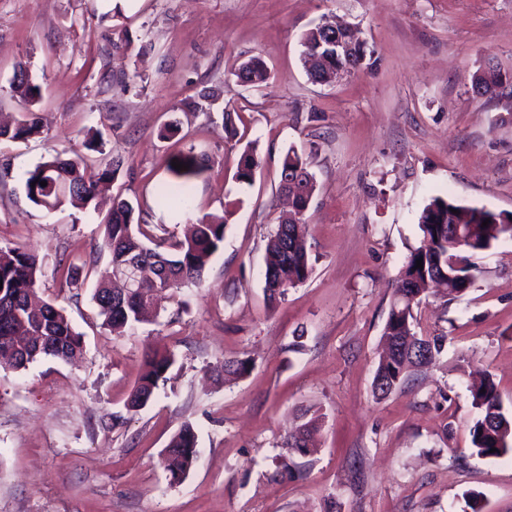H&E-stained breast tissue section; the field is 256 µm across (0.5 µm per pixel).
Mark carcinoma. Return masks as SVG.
<instances>
[{"instance_id":"carcinoma-1","label":"carcinoma","mask_w":512,"mask_h":512,"mask_svg":"<svg viewBox=\"0 0 512 512\" xmlns=\"http://www.w3.org/2000/svg\"><path fill=\"white\" fill-rule=\"evenodd\" d=\"M14 76V91L29 106H35L40 92L36 91L28 70L21 66ZM237 79L255 87L265 83L268 71L261 57L246 61ZM506 84L507 79L492 67L473 82L480 87V96H493ZM39 130L36 114L23 112L14 126L0 124V140H25ZM260 165L255 147H247L239 159L238 180L251 182ZM297 167L308 183L315 184L309 158L290 149L283 159L281 173ZM120 168V161L114 160L90 174L86 155L75 152L64 158L51 154L28 171L26 196L34 205L48 210L67 203L86 208L95 200L99 186L113 182ZM42 181L47 185H40ZM186 198V191L165 185L156 192L157 203L173 211L187 212ZM311 198L310 194L294 196L292 213L277 225L268 239L264 291L272 304L284 297L288 289L306 281L312 271L307 241L298 225ZM135 212L131 200L116 195L112 211L102 222L101 241L82 263L84 267L93 266L101 253L110 256L111 275L97 283L93 300L103 325L117 334L148 320L154 308L153 292L172 295L181 288L200 284L211 258L224 242L222 217L202 218L191 225L190 234L184 239L171 242L167 237L148 233L145 225L135 222ZM497 217L489 209L464 206L451 197H435L423 209L419 218L421 239L419 245L411 248L399 272L384 327L385 351L379 358L374 379V390L379 396H389L406 382L412 368L429 364L441 352L445 337L419 336L415 332L414 308L432 292L433 275L442 269L452 274L443 288L448 299L459 297L462 289L471 285L476 266L468 263L461 253L475 255L492 248L503 237H512V224H503ZM486 220L489 224L484 227L482 222ZM134 258L139 259L138 284L124 291L115 290L111 281L123 276L128 262ZM418 260L422 261L421 269L416 267ZM80 267L72 263L58 266L62 270V284L78 287ZM40 273L37 255L0 246V367L3 369L21 370L43 356L70 362L82 351V335L75 331L66 310L49 302H33ZM173 363V355L166 351L147 356L127 399V408L136 411L145 406ZM472 398L480 411L472 429L476 454L497 457L511 452L512 416L504 410L493 380L484 378L472 389ZM320 419V414L312 413L296 433L286 438L285 446L299 455L308 454L309 442L319 429ZM492 448L496 452H490ZM196 456V436L186 425L169 442L163 463L177 481L191 469Z\"/></svg>"}]
</instances>
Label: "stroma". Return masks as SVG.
Returning <instances> with one entry per match:
<instances>
[{
  "label": "stroma",
  "mask_w": 512,
  "mask_h": 512,
  "mask_svg": "<svg viewBox=\"0 0 512 512\" xmlns=\"http://www.w3.org/2000/svg\"><path fill=\"white\" fill-rule=\"evenodd\" d=\"M325 21L358 26L373 66L311 82L301 41ZM252 56L270 74L259 88L236 77ZM19 63L41 88L40 133L0 142V246L37 254L36 292L65 308L83 350L0 369V512H471V492L482 512H512V453L473 454L470 391L488 374L512 412V238L474 257L460 297L420 305L416 330L445 336L443 351L386 398L373 385L430 199L512 213V91L471 90L490 66L512 77V0H0V123L25 109ZM168 123L177 134L160 138ZM90 129L122 162L99 207L32 204L28 171ZM250 146L262 163L248 185L235 174ZM291 148L316 178L312 272L272 304L265 248L288 213L277 186ZM190 154L206 170L174 169ZM162 184L186 188L189 215L158 206ZM116 194L178 238L188 221H226L201 285L120 336L93 281L67 288L57 273L89 253ZM153 351L175 362L128 411ZM228 359L248 373L224 379ZM308 409L322 415L316 449L296 457L300 478L282 477L284 439ZM186 425L199 456L175 482L161 459Z\"/></svg>",
  "instance_id": "stroma-1"
}]
</instances>
